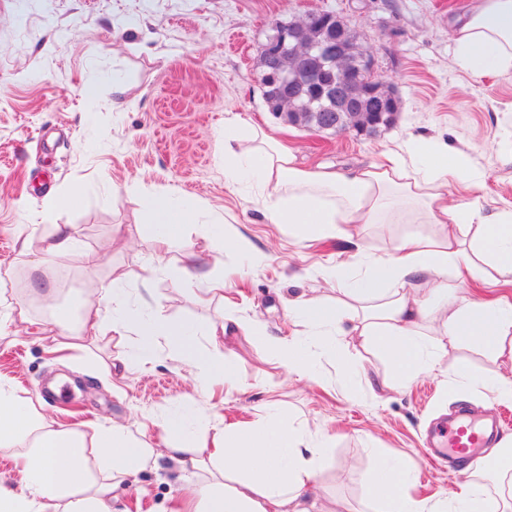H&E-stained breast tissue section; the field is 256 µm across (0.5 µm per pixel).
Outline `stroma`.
I'll return each mask as SVG.
<instances>
[{
	"label": "stroma",
	"instance_id": "obj_1",
	"mask_svg": "<svg viewBox=\"0 0 512 512\" xmlns=\"http://www.w3.org/2000/svg\"><path fill=\"white\" fill-rule=\"evenodd\" d=\"M468 0H0V269L11 278L0 303L27 307L34 321L58 309L78 313L99 282H114L131 311L188 324L198 350L211 327L233 314L242 329L224 339L240 383L195 386L191 363L166 341L141 360L139 339L83 336L49 354L52 338L25 325L0 328V375L16 384L20 404H34L64 425L121 426L151 448L162 447L169 420L190 427L265 421L277 403L306 444H324L329 464L316 492L338 512H373L367 483L382 460L412 470V493L456 489L470 468L483 470L489 491L499 473L483 459L449 468L427 459L424 441L448 414L468 410L488 419L510 414L498 430L512 437V402L486 398L482 382L512 378V362L464 345L440 365L395 387L386 355L359 336L308 325L289 301L334 298L326 269L346 262L352 278L387 256L401 236L429 225L356 224L362 251L334 240L297 238L261 212L250 163L224 155L228 119L259 125L291 149L300 164L348 173L404 153L411 139L430 138L463 152L481 175L479 188L453 187L451 198L489 213L512 205V75L479 79L453 62L451 22ZM332 11L361 32L377 73L397 93L394 123L372 136L314 132L267 111L259 81L260 47L275 20L309 10ZM127 87L112 103V82ZM81 186L78 206L54 224L36 217L46 196ZM180 188L193 215L181 240L158 255L143 233L150 215L139 198ZM101 257L87 268L74 253L46 255L56 225ZM226 240L223 255L212 242ZM199 253L224 279V295L199 299L185 251ZM55 288L40 305L35 282ZM286 338L312 359L301 377L278 367L262 336ZM465 377L453 379L451 369ZM195 478L169 460L131 476L116 493L115 512H171Z\"/></svg>",
	"mask_w": 512,
	"mask_h": 512
}]
</instances>
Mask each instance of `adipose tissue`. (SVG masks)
<instances>
[{
	"instance_id": "ef3b65f1",
	"label": "adipose tissue",
	"mask_w": 512,
	"mask_h": 512,
	"mask_svg": "<svg viewBox=\"0 0 512 512\" xmlns=\"http://www.w3.org/2000/svg\"><path fill=\"white\" fill-rule=\"evenodd\" d=\"M454 63L472 77L512 74V0H471L452 24ZM434 161L423 166L418 150L389 156L349 174L302 167L295 155L264 129L248 137L225 139V154H245L260 161L258 185L268 220L293 225L300 236L317 235L352 243L355 224H428L432 230L399 239L391 254L372 261L359 288H342L335 303L303 302L306 321L336 334L355 333L381 348L398 372L399 382L412 380L428 364L442 358L422 337L437 324L449 344L465 343L495 358L512 360V302L478 303L439 285L449 269L469 275L492 269L512 279V208L485 214L449 198L459 182L478 187L465 155L447 145L430 143ZM167 205L153 195L140 198L152 215L146 230L159 247L178 240L189 213L170 191ZM417 292H408L407 282ZM96 302L85 303L80 315L46 321L55 335L78 338L99 332L119 337L137 335L143 355L158 339L180 345L191 329L161 319L140 320L125 312L102 318L101 304L113 298L112 286L101 283ZM238 323L225 315L212 333L209 349L188 350L194 379L207 386L222 379L228 386L238 376L224 361L221 336ZM164 447L148 448L120 427L99 425L86 432L46 420L35 406L23 407L10 383L0 378V454L14 462L13 481L0 480V512H113V493L135 471L157 458L192 469L197 477L187 512H335L321 508L314 492L325 451L305 446L301 436L274 412L269 427L227 425L214 431L188 430L165 423ZM98 449L102 477L87 476V451ZM506 490L489 492L484 477L473 473L450 498L432 502L409 493L411 471L380 470L370 493L381 512H512V466L501 471Z\"/></svg>"
}]
</instances>
